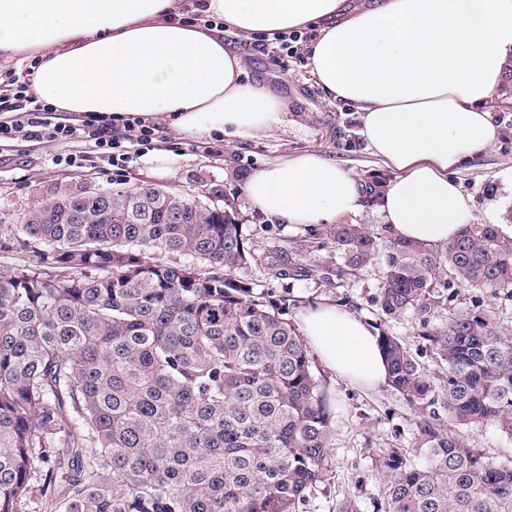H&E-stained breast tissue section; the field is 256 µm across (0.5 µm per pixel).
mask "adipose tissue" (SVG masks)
Wrapping results in <instances>:
<instances>
[{
	"mask_svg": "<svg viewBox=\"0 0 512 512\" xmlns=\"http://www.w3.org/2000/svg\"><path fill=\"white\" fill-rule=\"evenodd\" d=\"M228 27L316 28L317 86L361 112L370 150L397 172L376 205L393 238L441 249L471 223L448 172L497 139L487 103L512 61V0H0V61L37 60L30 94L76 116L162 119L193 140L278 130L284 104L244 80ZM243 193L266 217L306 227L367 204L350 170L315 153L267 163ZM298 321L339 378L385 382L379 338L359 317L319 301Z\"/></svg>",
	"mask_w": 512,
	"mask_h": 512,
	"instance_id": "1",
	"label": "adipose tissue"
}]
</instances>
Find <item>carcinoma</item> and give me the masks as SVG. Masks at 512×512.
Wrapping results in <instances>:
<instances>
[{
    "label": "carcinoma",
    "instance_id": "obj_1",
    "mask_svg": "<svg viewBox=\"0 0 512 512\" xmlns=\"http://www.w3.org/2000/svg\"><path fill=\"white\" fill-rule=\"evenodd\" d=\"M76 180L47 188L0 225V512L32 492L57 512H299L332 471L330 397L282 304L234 271L254 254L218 205L159 186ZM343 266L383 263L387 316L435 309V281L512 289V239L465 228L442 251L325 224ZM156 252L194 265L162 262ZM435 378L388 333L387 383L427 415L415 447L376 467L377 512H512V458L471 447L493 424L512 435V336L490 310L458 311L426 334Z\"/></svg>",
    "mask_w": 512,
    "mask_h": 512
}]
</instances>
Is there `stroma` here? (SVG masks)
Masks as SVG:
<instances>
[{
  "mask_svg": "<svg viewBox=\"0 0 512 512\" xmlns=\"http://www.w3.org/2000/svg\"><path fill=\"white\" fill-rule=\"evenodd\" d=\"M265 41L260 34L246 38L230 28L224 32L225 45L244 61V80L266 84L284 99L287 114L283 128L254 137L192 141L167 126L163 141L156 144L166 153L165 163L144 155L134 159L118 181L111 166L98 157L76 171L59 164L61 156L86 152L84 142L4 141L0 143V218L14 219L43 189L78 178L113 189L141 184L181 194L217 189L221 192L219 205L232 208L246 244L255 254L254 261L237 270V277L249 282L255 293L283 301V314L290 325H297L300 310L310 302L335 303L360 316L375 333L398 336L412 356L436 375L442 369L423 333L443 326L449 313L494 311L504 334L512 335V298L485 288L437 284L435 294L441 303L425 322L412 313L396 318L383 315L379 303L383 264L378 258L362 270L327 280L269 275L267 265L273 260L332 268L337 257L329 249H295V242L307 239L308 227L273 222L251 207L241 191L251 173L269 161L307 152L342 163L367 187L378 180L391 181L394 173L372 156L361 134L360 115L352 105L325 101L302 58L289 59L284 70L272 66L262 49ZM490 106L498 138L461 166L454 179L473 202L474 223L498 225L505 237L512 238V71ZM311 366L335 400L329 440L335 466L300 512H336L337 504L346 500L352 501L358 512H375L374 500L383 480L375 461L386 449L413 447L423 416L389 385L369 389L336 377L319 360H312Z\"/></svg>",
  "mask_w": 512,
  "mask_h": 512,
  "instance_id": "1",
  "label": "stroma"
}]
</instances>
